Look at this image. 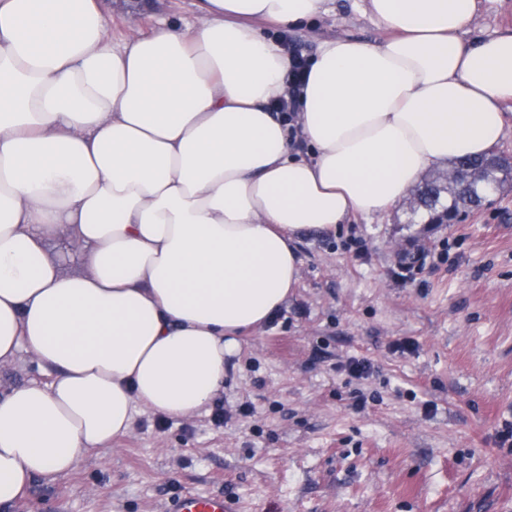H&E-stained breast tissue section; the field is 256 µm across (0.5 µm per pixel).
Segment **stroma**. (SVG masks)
I'll use <instances>...</instances> for the list:
<instances>
[{
  "instance_id": "stroma-1",
  "label": "stroma",
  "mask_w": 512,
  "mask_h": 512,
  "mask_svg": "<svg viewBox=\"0 0 512 512\" xmlns=\"http://www.w3.org/2000/svg\"><path fill=\"white\" fill-rule=\"evenodd\" d=\"M104 5L116 41L197 21L195 0ZM471 30L511 31L512 0H480ZM268 33L307 57L321 39L387 36L362 0ZM419 239L450 242L448 261L404 278L395 248ZM298 249L297 288L241 336L206 408L139 414L69 478L33 479L11 512H167L189 489L223 494L232 512H512V447L498 438L512 422V182L455 224L430 227L401 203L302 233ZM353 358L368 377L347 372ZM51 380L25 350L0 368L1 389Z\"/></svg>"
}]
</instances>
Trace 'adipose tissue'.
<instances>
[{
  "label": "adipose tissue",
  "instance_id": "1",
  "mask_svg": "<svg viewBox=\"0 0 512 512\" xmlns=\"http://www.w3.org/2000/svg\"><path fill=\"white\" fill-rule=\"evenodd\" d=\"M326 2L196 0L117 45L101 0H0V366L53 372L0 394V512L140 413L205 408L297 287L299 234L505 137L512 31L467 39L478 0H364L387 38L321 41L285 120L292 58L254 22ZM65 227L86 272L47 249Z\"/></svg>",
  "mask_w": 512,
  "mask_h": 512
}]
</instances>
